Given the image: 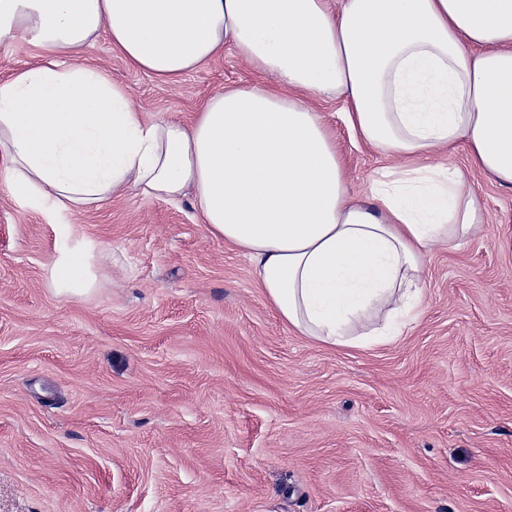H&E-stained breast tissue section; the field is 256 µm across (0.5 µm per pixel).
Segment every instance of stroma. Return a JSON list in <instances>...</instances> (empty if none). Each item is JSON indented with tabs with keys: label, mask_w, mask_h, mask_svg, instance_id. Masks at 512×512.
<instances>
[{
	"label": "stroma",
	"mask_w": 512,
	"mask_h": 512,
	"mask_svg": "<svg viewBox=\"0 0 512 512\" xmlns=\"http://www.w3.org/2000/svg\"><path fill=\"white\" fill-rule=\"evenodd\" d=\"M84 59L148 120L191 122L256 79L230 48L174 82L104 34ZM312 105L368 195L393 159L342 98ZM435 160L481 228L426 256L420 306L369 348L285 324L191 198L53 215L0 186V512H512V185L462 146ZM82 239L99 286L57 295V251Z\"/></svg>",
	"instance_id": "obj_1"
}]
</instances>
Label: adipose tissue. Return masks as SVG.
I'll return each instance as SVG.
<instances>
[{
    "instance_id": "obj_1",
    "label": "adipose tissue",
    "mask_w": 512,
    "mask_h": 512,
    "mask_svg": "<svg viewBox=\"0 0 512 512\" xmlns=\"http://www.w3.org/2000/svg\"><path fill=\"white\" fill-rule=\"evenodd\" d=\"M102 34L163 80L228 47L262 80L210 96L191 125L147 121L83 64ZM3 40L46 52L0 82L12 198L68 212L129 190L192 193L283 321L325 345L394 335L421 301L425 253L478 224L462 173L432 156L465 143L512 184V0H0ZM316 93L342 97L355 135L397 159L370 201L350 195ZM95 258L89 240L61 248L50 287L88 294Z\"/></svg>"
}]
</instances>
